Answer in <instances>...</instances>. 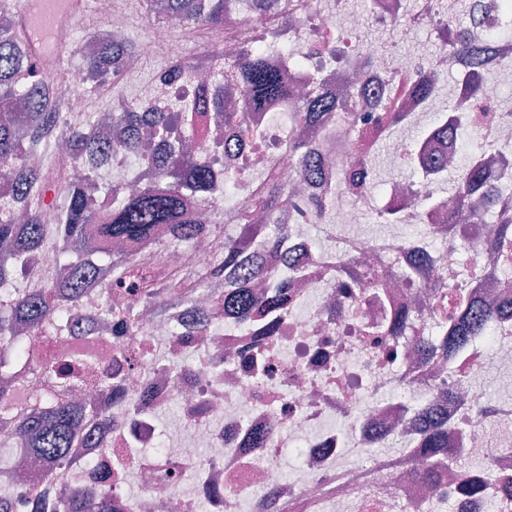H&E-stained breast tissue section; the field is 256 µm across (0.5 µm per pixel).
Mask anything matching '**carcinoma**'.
I'll return each mask as SVG.
<instances>
[{"instance_id":"cac0c4a2","label":"carcinoma","mask_w":512,"mask_h":512,"mask_svg":"<svg viewBox=\"0 0 512 512\" xmlns=\"http://www.w3.org/2000/svg\"><path fill=\"white\" fill-rule=\"evenodd\" d=\"M167 2L171 14L186 24H224V0ZM456 2V11L471 19L468 23L471 36L457 31L456 42L448 46V51L465 54L469 52L471 39L479 36L480 24L473 21L468 0ZM0 18L11 19L9 25L0 26V190L22 199L27 211L26 230L22 232L10 224H0V242L9 247L8 254L0 255V284L12 280L20 268H29L39 256L43 229L40 209L46 194L52 190L63 195L58 257L66 265L50 286L37 288L27 295L0 299V372L12 378L17 363L29 361L31 348L40 340L42 330L66 324L69 309L78 303L91 278L106 276L117 287L132 280L150 278V272L142 268L131 253L93 256L88 251L90 234L108 241L133 243L152 236L161 224L170 226L180 237L202 234L205 226L193 221L185 211V201L189 196L205 201L212 179L208 170L196 167L193 157L172 153L161 160L170 174L164 187L146 188L133 195L112 189V196L119 200L112 206L108 218L100 222L81 182L71 176L61 180L41 169L20 165L22 132L34 148L47 147L54 140L63 139L70 156L82 158L93 167L107 160L110 143L88 129L71 127L63 121L59 106L62 88L30 76V48L18 35L20 24L9 0H0ZM132 53L134 45L122 37L88 64L90 71L100 77L99 89L120 81V63ZM225 70L233 74V83L247 108L263 109L288 100L290 91L281 78L280 67L270 62L258 46L245 48L237 58L225 62ZM112 117L118 124L136 132L123 141V148L130 153L139 149L141 136L137 131L143 126L150 128L157 140H166L178 132L174 118L167 112H152L146 117L125 107L112 113ZM483 170L484 163L477 157L464 166L461 176L442 178L434 192L455 197L460 206L472 198H481L487 194ZM236 228V233L224 234L226 264L235 263L238 239L263 233L262 226L256 224H238ZM240 274L243 286L230 303L246 319L251 317L255 307L265 302L246 290V284L265 278L268 271L253 265ZM184 287L183 281L171 279L142 296V301L152 305L159 315L178 294V289ZM448 318L453 323L445 340L449 350L468 343L484 329V311L469 303L461 292L450 297ZM38 371L47 376L49 388L54 392L65 393L74 386L97 383L84 376L80 364L71 358L45 362L38 365ZM0 424L13 428L19 443L34 462L48 468L67 463L71 448L78 442L92 441V435L83 431L81 407L68 402L45 404L36 398L28 411L20 413L9 397L0 393ZM425 434V447L435 460L446 437L445 426L431 415L426 420ZM29 505L30 512H112V503L95 482L78 487L64 485L51 501L34 487L29 494Z\"/></svg>"}]
</instances>
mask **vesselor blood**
<instances>
[{
  "label": "vessel or blood",
  "instance_id": "obj_1",
  "mask_svg": "<svg viewBox=\"0 0 512 512\" xmlns=\"http://www.w3.org/2000/svg\"><path fill=\"white\" fill-rule=\"evenodd\" d=\"M85 10L86 0H27L23 25L40 78L52 77L63 66V47L53 37L55 30L79 19Z\"/></svg>",
  "mask_w": 512,
  "mask_h": 512
}]
</instances>
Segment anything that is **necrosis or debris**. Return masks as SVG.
Returning a JSON list of instances; mask_svg holds the SVG:
<instances>
[{
    "instance_id": "4bbe7bcc",
    "label": "necrosis or debris",
    "mask_w": 512,
    "mask_h": 512,
    "mask_svg": "<svg viewBox=\"0 0 512 512\" xmlns=\"http://www.w3.org/2000/svg\"><path fill=\"white\" fill-rule=\"evenodd\" d=\"M484 18L483 67L512 70V0H491ZM372 16L351 0H225L224 24L194 26L176 36L179 20L158 11L127 68L156 62L154 94L135 100L140 112L183 111L185 103L209 111L224 90V63L245 44L260 43L283 70L291 101L276 111L224 110L220 126L204 124L191 143L194 156L217 178L235 177L232 204L223 191L195 208L196 222L220 224L248 215L263 235L242 238L237 262L224 263V241L194 237L173 242L168 226L128 245L140 265L169 278L188 268L208 270L203 287L185 292L163 315L139 297L140 284L111 293L92 281L82 303L92 330L45 337L43 355L91 353L98 385L67 393L81 401L93 445L43 478L28 468L0 484L24 495L28 483L47 494L88 481L93 469L113 473L112 512H512V399L491 401L483 389L491 373L512 374V106L498 82L478 95L457 85L451 111L467 139L482 148L492 188L507 184L500 202L472 201L456 208L447 195L426 194L425 171L459 147L454 136L422 128L425 103L413 95L420 73L446 77L471 70L467 58H449L447 0H371ZM432 24L440 49L420 70L413 32ZM402 32L403 53L378 51L372 25ZM91 34L75 42L63 27L58 42L77 43L79 56L99 55L112 35L126 32L125 0H95ZM208 49L197 69L179 66L190 44ZM321 94L333 104L312 123L311 148L324 166L319 180H299L297 156L286 145L297 122L295 103ZM281 120H274V112ZM404 115L415 139H380L375 118ZM250 137L224 147L237 125ZM384 141L397 162L417 179L390 180L372 196V169L361 164L363 145ZM71 174L96 187L98 211L107 189L164 185L154 152L117 151L90 169L68 158ZM287 188L270 210L258 207L267 181ZM395 210L403 221L378 234L359 232L366 211ZM425 234L407 238L404 227ZM378 271L379 279L344 286L347 261ZM258 262L269 275L253 293L280 294L275 312L258 308L249 321L218 303L236 292L240 267ZM477 296L489 314L484 335L452 355L429 353L416 337L446 335L449 288ZM134 323L132 335L121 333ZM448 421L456 460L436 479L424 475L427 449L420 427L427 411ZM292 481L283 482L287 454ZM470 468H462L465 460Z\"/></svg>"
}]
</instances>
